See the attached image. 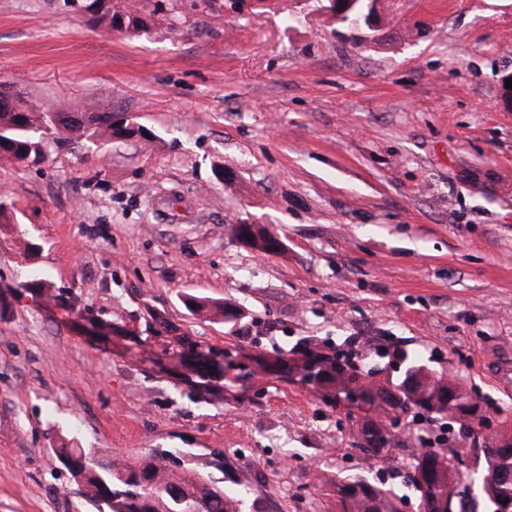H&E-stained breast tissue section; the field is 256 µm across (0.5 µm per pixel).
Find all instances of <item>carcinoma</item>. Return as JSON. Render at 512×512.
Instances as JSON below:
<instances>
[{"label":"carcinoma","mask_w":512,"mask_h":512,"mask_svg":"<svg viewBox=\"0 0 512 512\" xmlns=\"http://www.w3.org/2000/svg\"><path fill=\"white\" fill-rule=\"evenodd\" d=\"M139 116L126 112H37L28 102L0 93V159L37 165L45 159L47 145L59 136L82 151L103 137L144 138L148 130L138 122ZM243 229L254 231L261 239H268L271 248L279 247V238L258 224H236L234 233ZM23 288H37L47 300H57L52 285L42 279L21 284ZM185 307L193 314H204L226 323H237L244 314L236 306L205 296L187 293ZM302 354L312 363L313 375L318 379L319 395L336 390L346 382H359L372 397L377 415L390 410L442 417L450 411L466 412L468 389L462 384L438 375L428 369L416 354L403 353L400 377L381 384L370 380L371 373L350 370L333 354L319 344L308 343ZM455 388L453 397L445 390ZM358 434L367 445L370 457L380 456L391 444V434L382 428V421L373 417L362 421ZM60 460L73 463L70 471L74 481L97 512H245V498L232 494L217 485L208 476L193 469L177 475L165 464V455L150 453L137 461L114 458L107 462L95 460L84 448L56 449ZM476 473L480 496L463 502L457 512H497V502L512 500V479L495 476L496 472L512 473V454L502 455L488 462L484 454L477 455ZM451 457L434 448H425L416 454L410 469L422 473V480H409V486L418 501V512H448L445 487L459 479L449 465ZM337 512H398L399 496L391 488L371 483L362 474L336 476Z\"/></svg>","instance_id":"1"}]
</instances>
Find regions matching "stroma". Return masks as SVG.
I'll return each instance as SVG.
<instances>
[{
	"instance_id": "obj_1",
	"label": "stroma",
	"mask_w": 512,
	"mask_h": 512,
	"mask_svg": "<svg viewBox=\"0 0 512 512\" xmlns=\"http://www.w3.org/2000/svg\"><path fill=\"white\" fill-rule=\"evenodd\" d=\"M81 5L0 0V84L151 134L0 160V512H95L63 445L166 452L257 512H336L337 475L364 470L417 512L409 464L458 426L402 414L371 464L368 408L256 359L311 340L383 381L398 348L512 422V0H378L371 30L326 0H110L130 32ZM243 219L282 252L242 244ZM186 292L246 316L192 315ZM154 314L248 376L203 398Z\"/></svg>"
}]
</instances>
